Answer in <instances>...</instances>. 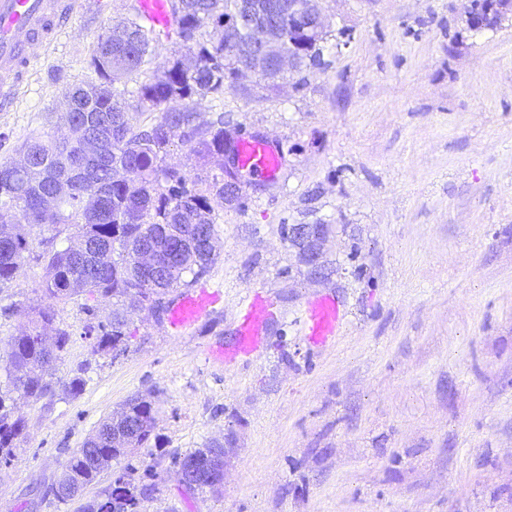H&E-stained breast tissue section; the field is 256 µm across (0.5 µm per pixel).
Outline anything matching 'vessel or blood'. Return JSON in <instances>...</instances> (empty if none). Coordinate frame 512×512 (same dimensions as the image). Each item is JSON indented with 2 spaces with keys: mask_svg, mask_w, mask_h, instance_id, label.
I'll return each instance as SVG.
<instances>
[{
  "mask_svg": "<svg viewBox=\"0 0 512 512\" xmlns=\"http://www.w3.org/2000/svg\"><path fill=\"white\" fill-rule=\"evenodd\" d=\"M140 19L150 29L163 30L171 23L169 0H137ZM76 0H0V108L14 105L32 50L49 43L58 22L67 19ZM235 163L261 180L278 177L283 158L278 148L263 139H239L234 143ZM222 300L217 288H198L182 294L170 307L168 326L178 333L196 325ZM274 315L272 302L261 295L248 298L232 347L211 349L208 360L232 365L240 359H256L264 352L265 332ZM303 324L311 344L326 347L346 331L339 301L323 296L306 302Z\"/></svg>",
  "mask_w": 512,
  "mask_h": 512,
  "instance_id": "1",
  "label": "vessel or blood"
}]
</instances>
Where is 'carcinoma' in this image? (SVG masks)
Segmentation results:
<instances>
[{"mask_svg": "<svg viewBox=\"0 0 512 512\" xmlns=\"http://www.w3.org/2000/svg\"><path fill=\"white\" fill-rule=\"evenodd\" d=\"M178 11L181 25L164 34L146 29L137 15L100 34L92 57L100 81L67 92L74 106L60 115L71 135H31L22 148L37 160V168L22 176L15 175V162H0V286L13 281L28 259L44 262L40 288L47 304L34 308L37 319L28 331L6 343L9 383L35 401L54 396L46 372L70 339L57 327L52 345L33 340L54 324V305L84 297L85 333L96 336L94 352L119 355L133 336L134 314L166 306L171 289L195 287L215 261L211 197L234 201L236 181L222 173L193 176L166 159L177 140L202 158L224 154V114L205 119L200 106L224 93L225 82L237 80L242 52L261 40L264 29L235 21L238 0H181ZM207 24L220 29L218 40L198 39ZM162 41L192 52L194 65L187 67L177 57L138 89L139 104L161 116L148 128H136L113 84L149 65L151 44ZM42 224L74 226L73 241L59 248L51 240L45 251L32 255L30 228ZM143 246L158 249L154 265L138 263L134 253ZM100 298L115 305L106 323L95 321L94 302ZM10 401L0 391V462L10 461L25 442V421ZM155 425L150 400L128 399L71 453L50 492L61 502L73 498L113 460L147 444ZM179 464L203 473L220 471L224 444L213 441L185 454ZM154 491L155 484L130 471L83 512H140Z\"/></svg>", "mask_w": 512, "mask_h": 512, "instance_id": "cac0c4a2", "label": "carcinoma"}]
</instances>
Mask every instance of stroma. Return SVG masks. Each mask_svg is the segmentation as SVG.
<instances>
[{
  "instance_id": "1",
  "label": "stroma",
  "mask_w": 512,
  "mask_h": 512,
  "mask_svg": "<svg viewBox=\"0 0 512 512\" xmlns=\"http://www.w3.org/2000/svg\"><path fill=\"white\" fill-rule=\"evenodd\" d=\"M128 5L77 0L0 112V161L20 160L32 133L65 134L64 94L98 82L97 38ZM321 8L327 67L260 87L249 75L202 103L223 113L225 141L262 137L283 155L276 180L241 175L236 201L214 206L203 282L222 302L180 336L139 313L120 355L94 352L82 299L57 305L70 341L47 375L53 397L12 395L26 441L0 465V512H80L129 465L157 474L141 512H512V15L477 34L462 0ZM181 53L152 45L150 65L115 83L119 100ZM291 224L327 225L320 273L285 238ZM43 275L31 260L0 288V341L28 328ZM254 291L275 308L263 356L208 361ZM322 294L347 330L318 349L302 315ZM134 396L157 411L153 438L55 500L70 453ZM214 440L227 443L222 487L185 493L172 452Z\"/></svg>"
}]
</instances>
